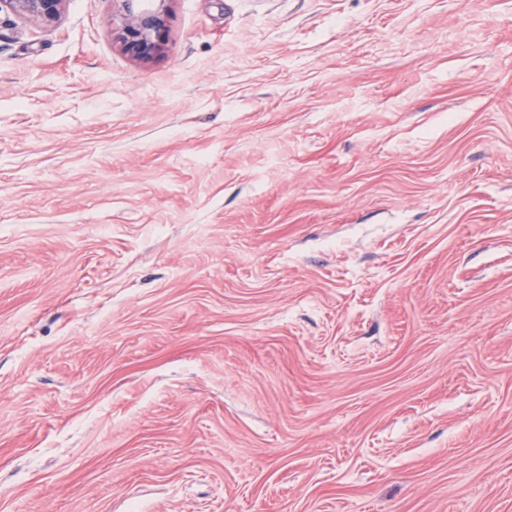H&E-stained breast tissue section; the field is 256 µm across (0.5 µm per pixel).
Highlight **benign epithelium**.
Segmentation results:
<instances>
[{"instance_id": "7a95c632", "label": "benign epithelium", "mask_w": 512, "mask_h": 512, "mask_svg": "<svg viewBox=\"0 0 512 512\" xmlns=\"http://www.w3.org/2000/svg\"><path fill=\"white\" fill-rule=\"evenodd\" d=\"M65 0H0V10L52 22L60 15ZM120 39L124 50L138 60H149L163 49L168 17V0H120Z\"/></svg>"}]
</instances>
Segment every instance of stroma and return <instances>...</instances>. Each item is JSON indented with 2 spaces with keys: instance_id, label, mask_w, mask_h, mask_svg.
<instances>
[{
  "instance_id": "35a3bbf8",
  "label": "stroma",
  "mask_w": 512,
  "mask_h": 512,
  "mask_svg": "<svg viewBox=\"0 0 512 512\" xmlns=\"http://www.w3.org/2000/svg\"><path fill=\"white\" fill-rule=\"evenodd\" d=\"M0 12V512H512V0ZM122 2L120 39L124 50L138 60H149L163 49L168 0Z\"/></svg>"
}]
</instances>
